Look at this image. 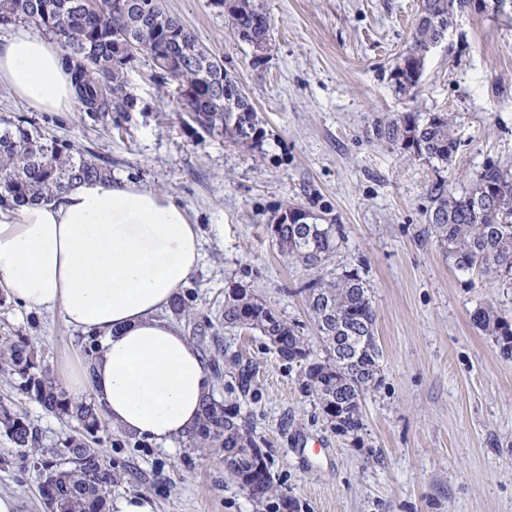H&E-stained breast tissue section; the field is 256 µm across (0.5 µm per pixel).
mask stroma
Instances as JSON below:
<instances>
[{"instance_id": "35a3bbf8", "label": "stroma", "mask_w": 512, "mask_h": 512, "mask_svg": "<svg viewBox=\"0 0 512 512\" xmlns=\"http://www.w3.org/2000/svg\"><path fill=\"white\" fill-rule=\"evenodd\" d=\"M263 4L272 30L258 60L213 0H163L238 77L257 110V142L184 128L176 83L151 78L143 61L129 73L141 110L123 130L92 124L77 107L39 119L108 162L113 179L172 196L199 224L202 259L181 290L190 311L178 322L188 334L207 325L209 365H223L229 351L253 366L261 396L242 401L241 412L297 512H512V358L470 320L490 301L512 321V284L458 272L426 219L434 182L459 195L487 162L512 174V16L458 15L408 93L392 72L412 44L421 0ZM405 112L451 115L460 146L450 163L377 137V121ZM291 207L342 227L321 269L288 261L269 230ZM349 270L369 289L383 378L362 401L355 437L332 429L303 392L302 365L222 319L226 292L240 285L315 338L303 288ZM16 330L53 369L91 352L60 313L0 302V333ZM0 400L28 417L43 447H62L80 431L3 375ZM99 437L103 459L121 475L111 505L145 494L155 512H270L226 475L219 449L141 442L109 426ZM39 483L33 461L0 434V492L16 498L18 512H45Z\"/></svg>"}]
</instances>
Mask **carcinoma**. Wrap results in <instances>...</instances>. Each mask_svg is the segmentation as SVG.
Masks as SVG:
<instances>
[{
	"label": "carcinoma",
	"instance_id": "cac0c4a2",
	"mask_svg": "<svg viewBox=\"0 0 512 512\" xmlns=\"http://www.w3.org/2000/svg\"><path fill=\"white\" fill-rule=\"evenodd\" d=\"M422 0L412 45L395 65L393 76L401 91L415 89L430 49L445 38L457 15L467 12L468 0ZM224 8L225 21L238 40L264 50L271 18L262 0H215ZM33 24L59 40L63 66L74 81L77 99L87 116L107 128L120 127L141 111L130 91L128 70L140 59L151 61L158 77L178 84L179 111L187 114L189 128L229 137L247 144L259 131L256 110L249 97L238 103L250 110V127L226 123L224 90L237 89V78L222 61L199 45L161 0H0V25ZM376 135L403 146L419 158L448 163L458 150L454 121L437 113L427 119L417 112L391 116L377 124ZM111 181L110 170L95 161L90 151L49 135L38 118L0 116V208L13 210L33 201L52 199L76 183ZM301 217H278L283 254L306 267L318 268L336 251L341 229L335 224L310 223ZM427 222L453 267L464 273L490 274L512 283V175L494 162L484 164L469 191L456 195L444 183L434 184V205ZM306 304L318 332L322 361L310 359L308 337L297 326L242 286L230 288L224 301V326L256 330L278 346L288 363H307L304 392L320 405L325 419L343 435H358L363 428L361 401L370 376L381 385L380 351L375 340L376 313L366 282L356 271L308 283ZM472 324L512 355V322L490 303L471 313ZM234 382L225 384L228 399L210 395L203 403L198 429L189 436L197 447L218 448L224 469L256 501L278 495L273 477L256 473L241 478L248 464V448L263 454L248 422L240 415L236 398L257 397L253 369L237 354L224 353ZM0 370L18 381V387L44 410L60 419L75 420L85 435L72 436L63 447L43 448L26 415L0 404V433L15 448L40 456L39 490L60 506L59 512H106L112 486L121 475L92 448L86 436L102 426L96 406L73 400L53 377L39 350L20 333L0 336ZM343 405L336 417L330 407Z\"/></svg>",
	"mask_w": 512,
	"mask_h": 512
}]
</instances>
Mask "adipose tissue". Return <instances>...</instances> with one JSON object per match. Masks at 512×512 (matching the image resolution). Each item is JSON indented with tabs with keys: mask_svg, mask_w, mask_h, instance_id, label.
I'll use <instances>...</instances> for the list:
<instances>
[{
	"mask_svg": "<svg viewBox=\"0 0 512 512\" xmlns=\"http://www.w3.org/2000/svg\"><path fill=\"white\" fill-rule=\"evenodd\" d=\"M59 43L0 40V86L33 110L77 103ZM201 233L171 196L131 182L78 183L0 216V288L27 309L60 311L98 345L64 362L72 398L91 393L117 431L171 444L197 428L214 378L181 326L163 317L201 261Z\"/></svg>",
	"mask_w": 512,
	"mask_h": 512,
	"instance_id": "adipose-tissue-1",
	"label": "adipose tissue"
}]
</instances>
